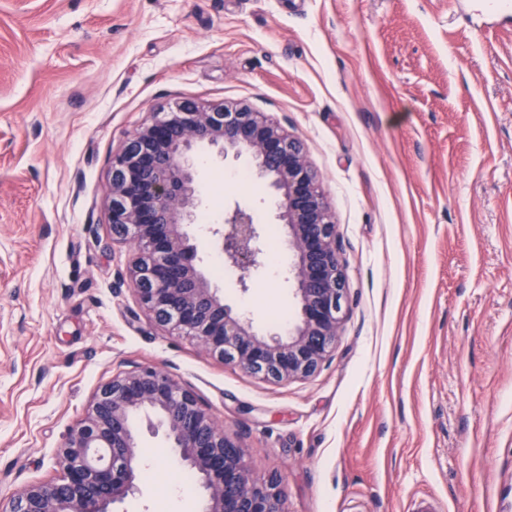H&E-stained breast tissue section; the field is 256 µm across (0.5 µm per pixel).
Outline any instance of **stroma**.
<instances>
[{
	"label": "stroma",
	"instance_id": "35a3bbf8",
	"mask_svg": "<svg viewBox=\"0 0 512 512\" xmlns=\"http://www.w3.org/2000/svg\"><path fill=\"white\" fill-rule=\"evenodd\" d=\"M249 103L300 139L338 224L329 359L273 385L157 327L120 278L112 157L176 101ZM203 274L256 331L292 317L271 256L248 292L208 224L248 158L195 149ZM154 365L277 476L289 512H512V0H0V496L52 478L113 373ZM125 512H191L163 431Z\"/></svg>",
	"mask_w": 512,
	"mask_h": 512
}]
</instances>
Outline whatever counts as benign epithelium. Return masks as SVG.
<instances>
[{
  "instance_id": "benign-epithelium-1",
  "label": "benign epithelium",
  "mask_w": 512,
  "mask_h": 512,
  "mask_svg": "<svg viewBox=\"0 0 512 512\" xmlns=\"http://www.w3.org/2000/svg\"><path fill=\"white\" fill-rule=\"evenodd\" d=\"M197 145L225 157L249 155L257 177L268 182L291 254L296 315L285 327L257 333L201 271L189 231L200 194L191 156ZM110 213L112 238L133 244L131 290L156 324L270 383L320 369L347 303L337 224L303 143L280 124L242 102L186 99L158 113L112 156ZM209 233L247 290L263 253L251 211L235 204ZM144 423L163 426L176 461L199 476L206 512H289L278 479L255 480L239 442L189 387L155 367L112 375L59 449L61 473L0 501V512H112L138 492Z\"/></svg>"
}]
</instances>
